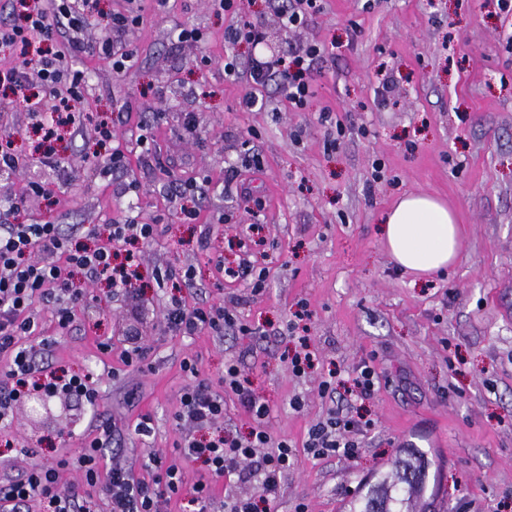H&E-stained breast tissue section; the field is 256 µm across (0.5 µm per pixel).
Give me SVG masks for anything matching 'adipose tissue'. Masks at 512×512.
I'll use <instances>...</instances> for the list:
<instances>
[{"instance_id":"obj_1","label":"adipose tissue","mask_w":512,"mask_h":512,"mask_svg":"<svg viewBox=\"0 0 512 512\" xmlns=\"http://www.w3.org/2000/svg\"><path fill=\"white\" fill-rule=\"evenodd\" d=\"M381 235L393 262L419 276L447 269L462 242L454 213L426 194L394 204L382 219Z\"/></svg>"}]
</instances>
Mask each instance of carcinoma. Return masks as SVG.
<instances>
[{
    "instance_id": "cac0c4a2",
    "label": "carcinoma",
    "mask_w": 512,
    "mask_h": 512,
    "mask_svg": "<svg viewBox=\"0 0 512 512\" xmlns=\"http://www.w3.org/2000/svg\"><path fill=\"white\" fill-rule=\"evenodd\" d=\"M430 466L425 452L407 451L358 498L360 506L349 512H432L425 498Z\"/></svg>"
}]
</instances>
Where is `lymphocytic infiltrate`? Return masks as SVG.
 Returning a JSON list of instances; mask_svg holds the SVG:
<instances>
[{
    "instance_id": "lymphocytic-infiltrate-1",
    "label": "lymphocytic infiltrate",
    "mask_w": 512,
    "mask_h": 512,
    "mask_svg": "<svg viewBox=\"0 0 512 512\" xmlns=\"http://www.w3.org/2000/svg\"><path fill=\"white\" fill-rule=\"evenodd\" d=\"M129 8L110 16L111 49L107 56L115 72L130 68L132 53L125 45L128 30L140 22L139 0H128ZM96 0H35L16 24L0 25V48L20 54L18 62L0 65V91L11 94L10 106L19 112L35 114L36 103H43L50 114L40 125L42 132L39 162L54 171H63L66 161L53 147L59 130L76 123V102L80 96L81 73L72 72L62 51H49L63 30L75 32L93 22ZM324 48L317 43L292 46L277 66L253 59L249 71L254 87L278 77L294 108H305L314 95L308 74ZM38 80L42 97L29 90ZM252 91L242 99L243 108H264L265 102ZM53 198L56 187L47 181H32L26 196L11 199L0 210V357L8 368L0 373V421L11 422L15 405L30 391L49 396L65 395L95 404L98 388L92 375H65L52 370L43 356L52 343L24 345L22 337L38 330L35 310L44 305L59 328L73 323L76 307L87 301L90 288L106 284L113 295L129 296L142 279L137 247L154 240L158 227L133 218L121 223L94 224L85 227L82 236L65 232L52 221L32 224L12 223L11 217L26 204L27 195ZM192 266L169 267L156 271L155 281L167 295L163 303L166 327L178 334L192 336L208 330L223 334L236 329L247 332V325L236 324L223 306L187 305L182 289L192 287ZM182 368L191 378L179 397L175 418L186 429L179 449L184 458L200 463L206 473L192 487L190 503L194 512H209L213 503L211 481L231 478L235 490L224 496V512H260L263 504L276 500L281 480L294 465L299 452L316 458H355L360 438L370 429L371 420L336 404L324 418L311 425L303 448L288 438L275 436L267 427L270 406L252 390L235 361L224 364V391L234 393L250 415L253 426L247 435L231 436L219 430L224 420V392H216L201 378L195 359L187 358ZM112 445V428L104 426L97 437L84 442L70 457L54 468L39 465L0 479V512H93V487H101L109 512H163L172 498L181 496L183 480L176 466L165 456L153 453L144 461L148 478L135 477L131 467L113 463L107 482H100L99 465ZM73 472L77 482L64 481V472Z\"/></svg>"
}]
</instances>
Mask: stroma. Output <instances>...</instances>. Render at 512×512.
Returning <instances> with one entry per match:
<instances>
[{"instance_id":"obj_1","label":"stroma","mask_w":512,"mask_h":512,"mask_svg":"<svg viewBox=\"0 0 512 512\" xmlns=\"http://www.w3.org/2000/svg\"><path fill=\"white\" fill-rule=\"evenodd\" d=\"M319 5L307 26L291 30L268 0H238L235 16L217 0L162 7L141 0L143 22L126 35L135 61L125 73H113L99 52H74L84 130L56 146L69 160L67 188L51 203L29 197L14 221L68 228L132 216L157 224L158 235L142 248V311L103 286L70 328L41 311L43 334L54 342L49 364L92 373L99 399L93 406L73 400L71 419L44 426L34 421L37 399L18 403L11 425L0 426L10 474L57 465L109 421L122 461L136 465L165 451L192 488L200 466L176 449L183 429L174 414L189 382L180 364L195 358L218 391L233 359L270 405L269 430L295 445L335 399L373 421L355 459L299 454L270 512H294L300 502L309 512H343L409 441L438 466L427 484L435 512H512V10L502 0ZM240 15L271 38L325 46L310 72L315 94L306 109H293L274 80L260 90L264 108L240 109L250 88L248 45L235 50L237 75L224 73V30ZM183 26L199 29L202 41L179 42ZM326 110L340 120L339 135L321 123ZM111 113L122 116L115 131L128 167L104 176L93 129ZM4 121L26 165L0 175V200L49 176L32 162L40 138L26 115L11 112ZM188 177L205 185L194 197V224L169 201ZM130 179L138 192L127 191ZM408 193L432 195L456 215L462 248L446 273L418 278L386 253L380 220ZM189 263L196 277L183 291L187 302L224 305L249 333L186 337L165 327L153 269ZM243 263L265 271L260 294L220 270ZM302 303L309 316L294 321ZM134 335L147 353L127 366L119 354ZM299 336L314 355L302 377L288 367ZM366 362L379 382L362 401L349 387ZM331 372L329 400L319 384ZM297 396L305 402L299 412L290 406ZM144 413L154 420L148 438L134 432Z\"/></svg>"}]
</instances>
